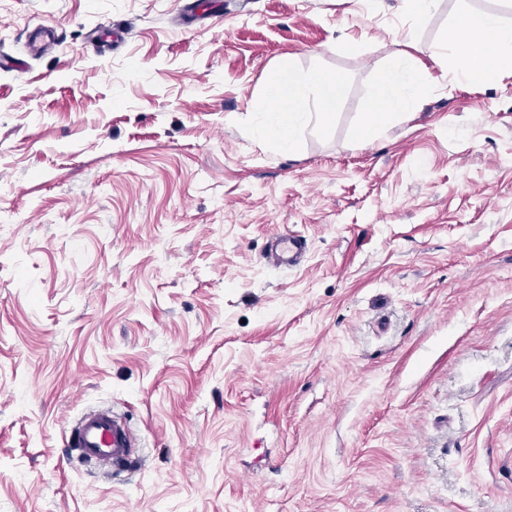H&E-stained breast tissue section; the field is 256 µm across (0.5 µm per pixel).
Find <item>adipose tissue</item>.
Masks as SVG:
<instances>
[{
  "instance_id": "ef3b65f1",
  "label": "adipose tissue",
  "mask_w": 512,
  "mask_h": 512,
  "mask_svg": "<svg viewBox=\"0 0 512 512\" xmlns=\"http://www.w3.org/2000/svg\"><path fill=\"white\" fill-rule=\"evenodd\" d=\"M450 42L467 59L466 65L456 73V80L487 85L502 74L512 73V23L497 13H460ZM430 79L428 65L409 52L395 54L377 75L373 102L357 129L359 138L374 141L389 118L413 111L422 87ZM343 85L342 75L332 70L301 74L288 60L273 67L265 81L269 107L258 124L260 138L272 142L280 151H296L301 128L311 122L324 126L332 123Z\"/></svg>"
}]
</instances>
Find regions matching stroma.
Segmentation results:
<instances>
[{"mask_svg":"<svg viewBox=\"0 0 512 512\" xmlns=\"http://www.w3.org/2000/svg\"><path fill=\"white\" fill-rule=\"evenodd\" d=\"M469 9L512 21L0 0L27 62L0 69V512H512V75L456 82L449 50L415 112L356 138L377 71L430 64ZM286 58L344 76L291 154L257 131ZM282 232L296 266L265 259ZM101 406L138 467L67 454Z\"/></svg>","mask_w":512,"mask_h":512,"instance_id":"obj_1","label":"stroma"}]
</instances>
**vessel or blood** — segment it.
Segmentation results:
<instances>
[{
  "label": "vessel or blood",
  "mask_w": 512,
  "mask_h": 512,
  "mask_svg": "<svg viewBox=\"0 0 512 512\" xmlns=\"http://www.w3.org/2000/svg\"><path fill=\"white\" fill-rule=\"evenodd\" d=\"M305 247L302 236L292 233L274 235L269 257L276 265H295ZM67 446L84 463L105 472H118L134 466V437L111 408L84 412L72 426Z\"/></svg>",
  "instance_id": "vessel-or-blood-1"
}]
</instances>
